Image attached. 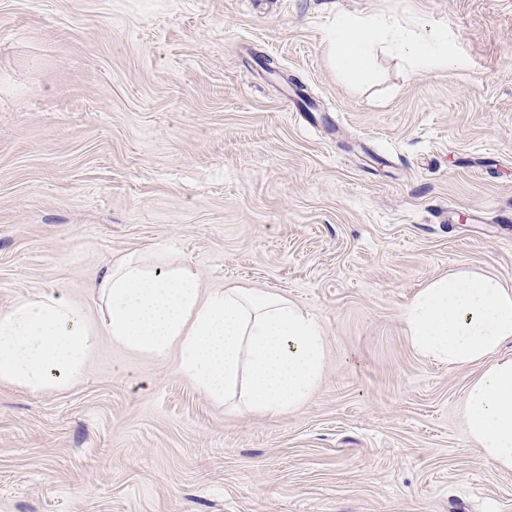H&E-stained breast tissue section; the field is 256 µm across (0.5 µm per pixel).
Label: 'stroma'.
Listing matches in <instances>:
<instances>
[{
    "label": "stroma",
    "mask_w": 512,
    "mask_h": 512,
    "mask_svg": "<svg viewBox=\"0 0 512 512\" xmlns=\"http://www.w3.org/2000/svg\"><path fill=\"white\" fill-rule=\"evenodd\" d=\"M342 14L458 64L353 82ZM132 251L315 316L317 388L241 411L100 337L65 386L0 382V512H512L459 414L479 366L401 320L461 263L512 288V0H0V312L55 291L98 319Z\"/></svg>",
    "instance_id": "1"
}]
</instances>
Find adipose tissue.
Here are the masks:
<instances>
[{
  "label": "adipose tissue",
  "instance_id": "adipose-tissue-1",
  "mask_svg": "<svg viewBox=\"0 0 512 512\" xmlns=\"http://www.w3.org/2000/svg\"><path fill=\"white\" fill-rule=\"evenodd\" d=\"M396 43L418 67L457 60L433 31L405 37L370 17H342L327 39L331 64L360 81L373 59ZM98 323L59 294L23 298L0 313V382L44 390L80 376L99 336L164 357L179 349L180 375L217 403L277 415L299 409L324 369L325 336L316 318L266 291L227 288L202 294L187 266L149 268L126 255L91 283ZM423 358L451 367L477 365L461 405L465 431L482 458L512 471V289L461 265L430 280L402 311Z\"/></svg>",
  "mask_w": 512,
  "mask_h": 512
}]
</instances>
